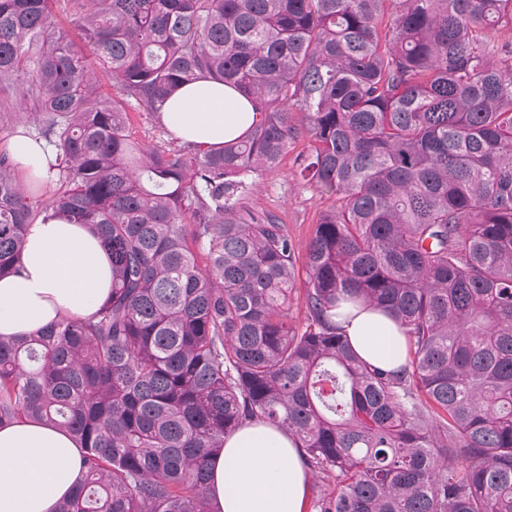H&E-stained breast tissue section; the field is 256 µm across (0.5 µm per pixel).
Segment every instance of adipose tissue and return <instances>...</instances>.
<instances>
[{
  "label": "adipose tissue",
  "instance_id": "ef3b65f1",
  "mask_svg": "<svg viewBox=\"0 0 512 512\" xmlns=\"http://www.w3.org/2000/svg\"><path fill=\"white\" fill-rule=\"evenodd\" d=\"M255 115L235 88L213 80L181 86L160 120L177 139L202 147L235 140ZM25 179L50 180L55 151L25 134L13 141ZM112 261L88 225L59 220L32 224L17 272L0 278V336H22L64 316L88 317L110 297ZM340 333L366 362L398 370L408 362L400 325L374 307L338 308ZM82 452L71 437L31 420L0 425V512H55L81 474ZM308 480L295 440L263 422L226 436L210 462L214 512H303Z\"/></svg>",
  "mask_w": 512,
  "mask_h": 512
}]
</instances>
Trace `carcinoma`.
<instances>
[{
    "mask_svg": "<svg viewBox=\"0 0 512 512\" xmlns=\"http://www.w3.org/2000/svg\"><path fill=\"white\" fill-rule=\"evenodd\" d=\"M67 2L98 72L54 0H0V90L33 104L61 184L25 190L0 154V277L37 213L112 257L91 317L0 337V425L82 449L56 512H213L211 458L256 420L318 478L307 512H512V0ZM199 79L246 96V136L132 138L125 106ZM303 132L299 173L336 205L301 259L244 200ZM341 300L399 322L403 369L358 356ZM55 12H56V20H57V23L59 24V26L67 31L70 35V37L79 45L83 48L85 54H86V57H87V62L90 66L92 67H96V61H95V58H94V55H93V52L92 50L90 49V47L86 44V42H84L83 39H81V35L79 33V31L72 25L71 23V14L69 13L68 10L64 9L63 8V3L62 2H58L55 6ZM305 274L297 277L292 300L290 303V313L295 325L302 328L305 324Z\"/></svg>",
    "mask_w": 512,
    "mask_h": 512,
    "instance_id": "obj_1",
    "label": "carcinoma"
}]
</instances>
